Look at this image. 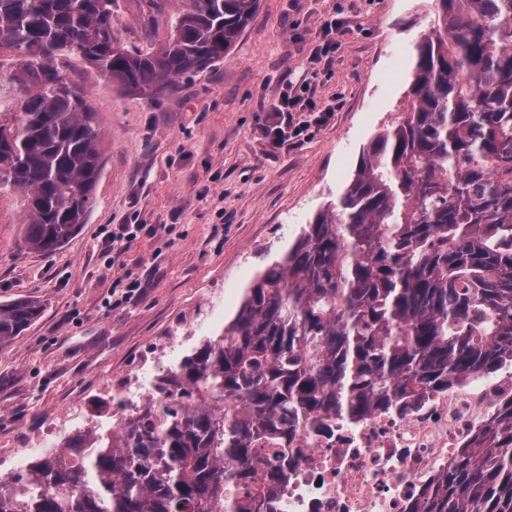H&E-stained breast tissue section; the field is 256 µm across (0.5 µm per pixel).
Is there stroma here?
<instances>
[{"label": "stroma", "instance_id": "obj_1", "mask_svg": "<svg viewBox=\"0 0 512 512\" xmlns=\"http://www.w3.org/2000/svg\"><path fill=\"white\" fill-rule=\"evenodd\" d=\"M342 3L350 29L328 68L315 69V33ZM435 19L434 0H260L223 60L147 98L71 59L97 113L104 165L86 224L49 256L22 241L25 195L0 188V304L40 301L43 312L0 347V451L20 465L42 456L27 445L54 415L94 399L129 370L153 390L167 370L223 332L245 288L343 191L363 149L404 115L416 44ZM117 33L138 47L160 45L166 26L144 28L134 0H121ZM309 79L330 121L296 148L275 143L265 107L290 81ZM139 233L122 264L112 237ZM140 279L142 297L112 307V285ZM173 346L154 366L159 338Z\"/></svg>", "mask_w": 512, "mask_h": 512}]
</instances>
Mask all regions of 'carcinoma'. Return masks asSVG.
Listing matches in <instances>:
<instances>
[{
  "label": "carcinoma",
  "mask_w": 512,
  "mask_h": 512,
  "mask_svg": "<svg viewBox=\"0 0 512 512\" xmlns=\"http://www.w3.org/2000/svg\"><path fill=\"white\" fill-rule=\"evenodd\" d=\"M136 2L146 24L169 14L156 49L121 42L118 0H0V57L32 87L0 117V187L27 193L30 251L79 233L102 168L96 112L57 86L59 52L153 96L223 59L259 5ZM436 6L406 117L245 289L224 333L160 378L155 392L176 402L1 477L0 512H226L224 483L249 479L257 446L296 420L512 362V0ZM41 311L0 304V347ZM426 512H512V409L460 452Z\"/></svg>",
  "instance_id": "1"
}]
</instances>
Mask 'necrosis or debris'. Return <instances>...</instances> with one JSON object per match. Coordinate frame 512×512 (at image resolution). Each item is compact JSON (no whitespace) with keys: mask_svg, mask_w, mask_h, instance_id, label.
<instances>
[{"mask_svg":"<svg viewBox=\"0 0 512 512\" xmlns=\"http://www.w3.org/2000/svg\"><path fill=\"white\" fill-rule=\"evenodd\" d=\"M104 400L142 413L149 400L136 372L107 380ZM512 403V365L440 386H419L403 403L362 415L300 422L288 443L258 450L252 481L225 486L224 499L252 512H413L457 452ZM271 492L257 494V485Z\"/></svg>","mask_w":512,"mask_h":512,"instance_id":"obj_1","label":"necrosis or debris"}]
</instances>
